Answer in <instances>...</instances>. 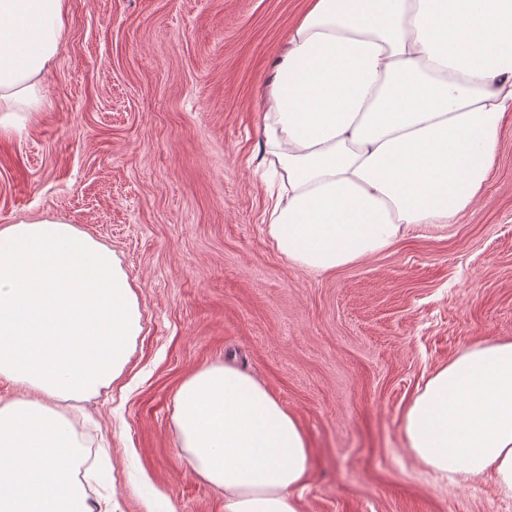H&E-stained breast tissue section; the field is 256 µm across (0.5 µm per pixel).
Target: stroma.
<instances>
[{
  "mask_svg": "<svg viewBox=\"0 0 512 512\" xmlns=\"http://www.w3.org/2000/svg\"><path fill=\"white\" fill-rule=\"evenodd\" d=\"M309 0H68L46 103L0 135V225L55 218L109 246L142 330L74 418L101 512H224L179 455L195 369L255 374L311 450L300 512H512L492 476L441 480L405 450L429 375L512 339V120L462 223L316 274L266 233L263 87Z\"/></svg>",
  "mask_w": 512,
  "mask_h": 512,
  "instance_id": "stroma-1",
  "label": "stroma"
}]
</instances>
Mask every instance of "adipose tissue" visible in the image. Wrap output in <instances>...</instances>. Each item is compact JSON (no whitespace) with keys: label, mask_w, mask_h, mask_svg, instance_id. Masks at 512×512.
<instances>
[{"label":"adipose tissue","mask_w":512,"mask_h":512,"mask_svg":"<svg viewBox=\"0 0 512 512\" xmlns=\"http://www.w3.org/2000/svg\"><path fill=\"white\" fill-rule=\"evenodd\" d=\"M67 0H0V133L44 106ZM512 116V0H311L264 90L262 163L278 177L267 233L325 273L414 228L462 223ZM140 332L112 249L58 219L0 227V512H95L83 443L65 405L118 378ZM172 422L192 472L224 512H299L311 452L253 374L203 366ZM407 451L460 481L492 472L512 497V340L475 344L438 369L404 415Z\"/></svg>","instance_id":"obj_1"}]
</instances>
